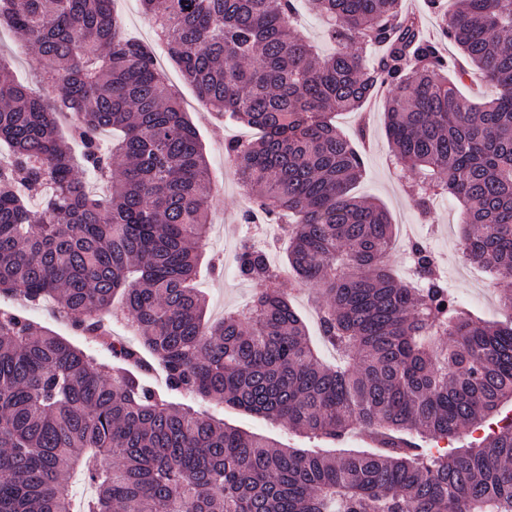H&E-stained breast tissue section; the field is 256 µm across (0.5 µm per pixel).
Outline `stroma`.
Here are the masks:
<instances>
[{"label":"stroma","instance_id":"stroma-1","mask_svg":"<svg viewBox=\"0 0 512 512\" xmlns=\"http://www.w3.org/2000/svg\"><path fill=\"white\" fill-rule=\"evenodd\" d=\"M168 79L177 90L188 117L197 127L209 161L212 176L209 222L211 234L205 247L206 257H215L219 265L214 272H202L201 287L207 294L208 315L219 319L236 310L255 292L254 285L241 278L235 264V251L245 229L241 215L249 205L237 177L225 154L226 145L242 135H249V128L228 118L211 114L210 107L195 90L186 84L174 66H167ZM372 118L368 129H361L356 113L337 114L336 124L353 139L365 161V174L355 188L357 195L381 204L396 226V238L389 261L396 269L406 264L404 245L420 238L423 220L409 198V185L414 172L407 169L391 170L392 156L386 137L383 101H367ZM433 227L428 238L432 250L440 257L448 278V286L481 319L490 321L498 313L499 286L493 285L489 275L476 267H469L464 274L456 269L464 256L461 246L459 205L451 197L436 199L431 204ZM204 411L223 419L239 429L270 437L294 448L310 447L308 438L288 431L272 422L241 411L221 409L204 404Z\"/></svg>","mask_w":512,"mask_h":512}]
</instances>
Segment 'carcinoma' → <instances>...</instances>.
Here are the masks:
<instances>
[{
    "label": "carcinoma",
    "instance_id": "1",
    "mask_svg": "<svg viewBox=\"0 0 512 512\" xmlns=\"http://www.w3.org/2000/svg\"><path fill=\"white\" fill-rule=\"evenodd\" d=\"M140 2L201 99L255 131L226 148L250 199L241 220L282 225L285 263L315 291L336 362L248 239L236 265L257 295L206 317L200 136L112 0H0V26L35 51L52 91L0 60V293L20 300L0 309V512H512V416L462 450L437 446L512 402V291L499 320L474 317L424 243L412 245L414 280L397 277L393 224L354 193L364 159L331 118L387 85L388 143L419 175L414 206L455 198L466 261L511 281L512 0H460L448 14L458 65L402 0H307L337 44L326 55L296 30L298 0ZM473 71L495 97L463 96ZM47 300L112 364L35 324L27 309ZM109 317L138 344L112 337ZM145 353L165 389L148 382ZM185 395L320 442L362 430L380 448L278 447ZM75 478L93 489L78 502Z\"/></svg>",
    "mask_w": 512,
    "mask_h": 512
}]
</instances>
